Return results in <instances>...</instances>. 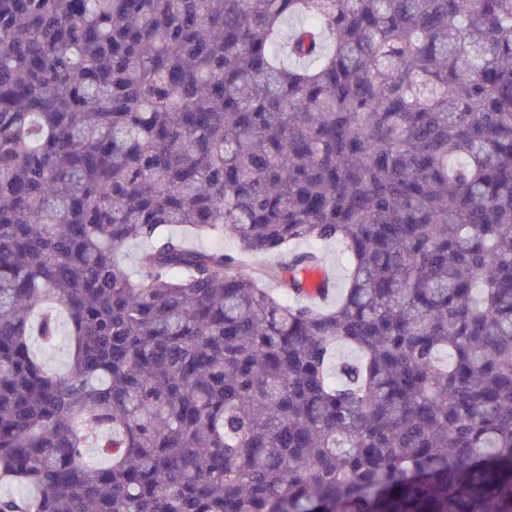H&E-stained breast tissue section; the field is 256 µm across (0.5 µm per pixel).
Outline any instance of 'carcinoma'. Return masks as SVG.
<instances>
[{"label": "carcinoma", "instance_id": "cac0c4a2", "mask_svg": "<svg viewBox=\"0 0 512 512\" xmlns=\"http://www.w3.org/2000/svg\"><path fill=\"white\" fill-rule=\"evenodd\" d=\"M295 242L340 247L332 307ZM2 482L35 493L0 512H512V0H0ZM173 232L180 236H186L187 244L196 249L210 250L214 248H224L226 252L238 251L237 240L228 230H224V236L221 238L208 235H192L185 232L181 227L173 228ZM60 327L62 335L59 337L58 345L51 351L39 350L40 356L46 365L57 372H63L67 369L69 362V351H68V340L66 336L68 333V327L66 322V315L61 313L60 315Z\"/></svg>", "mask_w": 512, "mask_h": 512}]
</instances>
